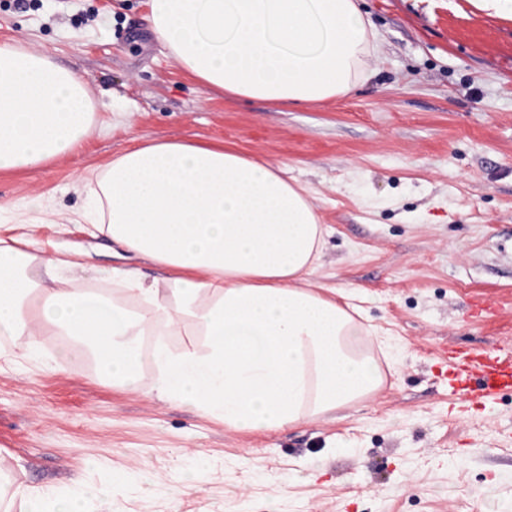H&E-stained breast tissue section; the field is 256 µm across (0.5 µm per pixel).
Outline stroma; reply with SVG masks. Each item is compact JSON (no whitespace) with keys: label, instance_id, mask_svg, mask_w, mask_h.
I'll list each match as a JSON object with an SVG mask.
<instances>
[{"label":"stroma","instance_id":"35a3bbf8","mask_svg":"<svg viewBox=\"0 0 512 512\" xmlns=\"http://www.w3.org/2000/svg\"><path fill=\"white\" fill-rule=\"evenodd\" d=\"M378 71L346 96L281 107L205 86L168 57L146 0H0V44L72 70L95 104L78 150L0 172V235L24 222L89 287L125 268L165 288L171 272L122 251L93 224L84 188L131 138L238 149L284 170L330 227L306 283L360 294L370 324L403 356L362 405L267 433L226 429L159 399L151 365L131 392L64 365L38 336L0 337V477L46 489L146 473L86 512H512V393L460 411L434 351L512 348V72L449 52L448 14L486 20L469 0H362ZM499 301L486 324L470 301Z\"/></svg>","mask_w":512,"mask_h":512}]
</instances>
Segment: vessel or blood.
Returning a JSON list of instances; mask_svg holds the SVG:
<instances>
[{"label": "vessel or blood", "mask_w": 512, "mask_h": 512, "mask_svg": "<svg viewBox=\"0 0 512 512\" xmlns=\"http://www.w3.org/2000/svg\"><path fill=\"white\" fill-rule=\"evenodd\" d=\"M441 30L449 49L462 46L475 55L512 64V33L494 22L468 21L452 14ZM437 353L452 357L454 383L471 407L491 403L500 392L512 390V350L487 347L450 351L441 347Z\"/></svg>", "instance_id": "obj_1"}]
</instances>
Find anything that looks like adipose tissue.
<instances>
[{"instance_id":"1","label":"adipose tissue","mask_w":512,"mask_h":512,"mask_svg":"<svg viewBox=\"0 0 512 512\" xmlns=\"http://www.w3.org/2000/svg\"><path fill=\"white\" fill-rule=\"evenodd\" d=\"M148 20L186 72L235 97L278 105L350 94L379 46L359 0H150ZM83 82L50 56L0 47V172L72 153L94 120ZM113 243L172 268L166 289L112 270L111 302L35 276L62 259L31 233L0 237V335L44 329L87 346L97 375L139 390L150 361L161 397L277 431L358 406L382 386L393 345L332 295L305 287L328 234L280 169L221 146L158 141L125 148L88 187ZM191 323L203 348L171 352ZM84 512L85 493L0 479V502Z\"/></svg>"}]
</instances>
